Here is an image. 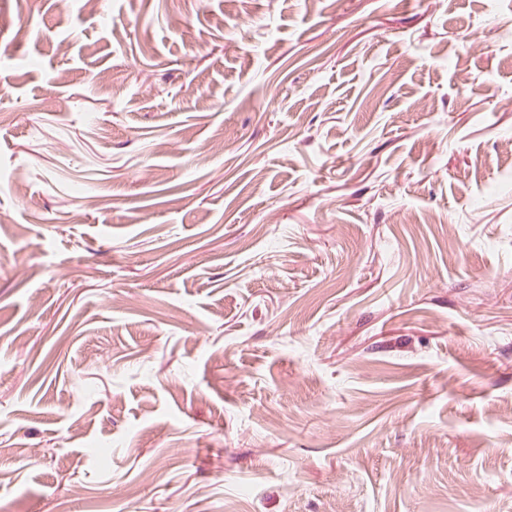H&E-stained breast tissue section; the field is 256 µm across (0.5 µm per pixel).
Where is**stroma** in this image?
Listing matches in <instances>:
<instances>
[{
	"mask_svg": "<svg viewBox=\"0 0 512 512\" xmlns=\"http://www.w3.org/2000/svg\"><path fill=\"white\" fill-rule=\"evenodd\" d=\"M0 512H512V0H0Z\"/></svg>",
	"mask_w": 512,
	"mask_h": 512,
	"instance_id": "stroma-1",
	"label": "stroma"
}]
</instances>
